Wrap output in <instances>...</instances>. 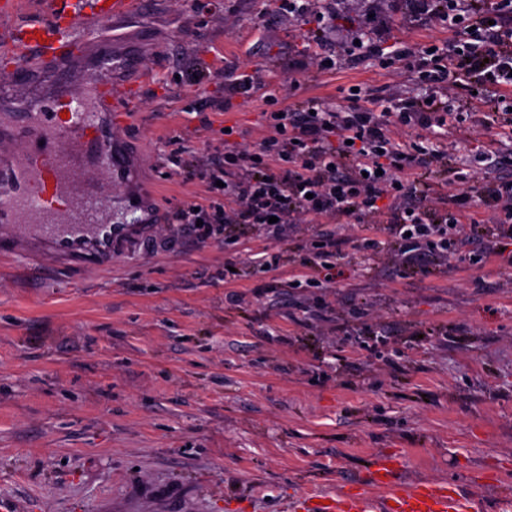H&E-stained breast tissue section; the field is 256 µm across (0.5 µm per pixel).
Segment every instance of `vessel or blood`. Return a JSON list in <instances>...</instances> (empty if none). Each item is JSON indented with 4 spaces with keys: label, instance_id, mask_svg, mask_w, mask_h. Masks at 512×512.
Segmentation results:
<instances>
[{
    "label": "vessel or blood",
    "instance_id": "obj_1",
    "mask_svg": "<svg viewBox=\"0 0 512 512\" xmlns=\"http://www.w3.org/2000/svg\"><path fill=\"white\" fill-rule=\"evenodd\" d=\"M143 7L95 0L86 12L74 0H41L42 20L0 28V58L17 89L0 98V256L106 272L134 244V225L113 223L103 199L133 177L120 142L149 78L132 55L119 61L121 81L100 67L77 72L73 60L88 33L101 54H113V24ZM403 468L402 457H380L369 489L331 494L325 504L307 495L291 512H470L455 482L406 487Z\"/></svg>",
    "mask_w": 512,
    "mask_h": 512
}]
</instances>
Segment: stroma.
<instances>
[{"label":"stroma","mask_w":512,"mask_h":512,"mask_svg":"<svg viewBox=\"0 0 512 512\" xmlns=\"http://www.w3.org/2000/svg\"><path fill=\"white\" fill-rule=\"evenodd\" d=\"M384 7L385 39L450 38L403 24L402 0ZM115 34L154 76L126 143L161 217L204 195L199 161L258 144L264 94L298 108L393 80L365 62L303 72L297 60L325 44L273 0H150ZM228 60L261 69L263 94L225 102ZM188 66L202 86L179 83ZM309 249L297 229L202 240L164 224L108 273L0 265V504L287 512L397 455L404 484L452 480L478 512H512V276L471 266L466 246L406 269L391 245L348 244L318 286L288 287ZM262 251L277 269L251 264Z\"/></svg>","instance_id":"obj_1"}]
</instances>
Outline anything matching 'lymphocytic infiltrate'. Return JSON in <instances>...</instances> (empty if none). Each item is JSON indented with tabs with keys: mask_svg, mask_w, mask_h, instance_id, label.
Wrapping results in <instances>:
<instances>
[{
	"mask_svg": "<svg viewBox=\"0 0 512 512\" xmlns=\"http://www.w3.org/2000/svg\"><path fill=\"white\" fill-rule=\"evenodd\" d=\"M407 3L409 16L448 30L452 41L433 48L388 44L372 36L378 23L372 17L365 32L311 63L325 73L346 59H383L396 75L414 78L418 93L380 94L377 110L361 90L348 93L346 104L313 99L297 112L267 95L268 135L253 148L228 147L223 166L202 170L209 192L223 191V200L183 203L168 223L198 224L203 237L213 224L229 230L269 223L280 234L309 224V267L345 243L377 248L380 232L405 266L429 254L450 256L478 233L482 248L471 263L495 260L511 269L503 248L512 241V181L493 172L512 152V0ZM277 9L313 25L319 36L336 30V16L322 0H277ZM471 111L480 125L507 136L471 148L473 167L454 168L450 182L436 181V167L469 137L462 116Z\"/></svg>",
	"mask_w": 512,
	"mask_h": 512,
	"instance_id": "lymphocytic-infiltrate-1",
	"label": "lymphocytic infiltrate"
}]
</instances>
